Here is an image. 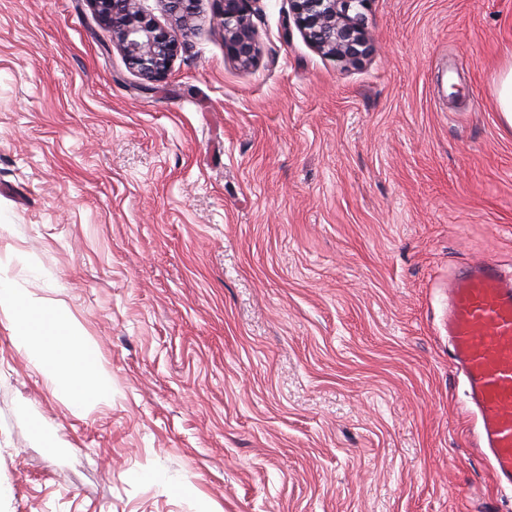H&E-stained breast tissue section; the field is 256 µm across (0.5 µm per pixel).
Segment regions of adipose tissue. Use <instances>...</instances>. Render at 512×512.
I'll return each instance as SVG.
<instances>
[{"instance_id":"ef3b65f1","label":"adipose tissue","mask_w":512,"mask_h":512,"mask_svg":"<svg viewBox=\"0 0 512 512\" xmlns=\"http://www.w3.org/2000/svg\"><path fill=\"white\" fill-rule=\"evenodd\" d=\"M0 312L9 316L16 349L33 360L53 395L67 401L73 414L112 402L110 379L98 367L99 352L81 334H59L69 324L66 308L36 298L0 277Z\"/></svg>"}]
</instances>
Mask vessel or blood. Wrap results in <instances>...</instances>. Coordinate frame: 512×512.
I'll return each mask as SVG.
<instances>
[{
    "label": "vessel or blood",
    "mask_w": 512,
    "mask_h": 512,
    "mask_svg": "<svg viewBox=\"0 0 512 512\" xmlns=\"http://www.w3.org/2000/svg\"><path fill=\"white\" fill-rule=\"evenodd\" d=\"M448 345L465 375L481 452L499 485L512 487V277L484 260L448 287Z\"/></svg>",
    "instance_id": "b4317fda"
}]
</instances>
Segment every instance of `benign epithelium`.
Instances as JSON below:
<instances>
[{
  "label": "benign epithelium",
  "mask_w": 512,
  "mask_h": 512,
  "mask_svg": "<svg viewBox=\"0 0 512 512\" xmlns=\"http://www.w3.org/2000/svg\"><path fill=\"white\" fill-rule=\"evenodd\" d=\"M102 21L112 27V40L128 65L150 84L164 82L182 49L184 31L195 18L199 0H161L176 25L167 26L145 13L141 0H92ZM224 47L238 64H252L259 52L251 23L256 0H218ZM366 0H290L294 25L318 52L346 64H357L371 51Z\"/></svg>",
  "instance_id": "7a95c632"
}]
</instances>
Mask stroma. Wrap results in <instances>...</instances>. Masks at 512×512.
I'll list each match as a JSON object with an SVG mask.
<instances>
[{
  "label": "stroma",
  "instance_id": "obj_1",
  "mask_svg": "<svg viewBox=\"0 0 512 512\" xmlns=\"http://www.w3.org/2000/svg\"><path fill=\"white\" fill-rule=\"evenodd\" d=\"M218 9L147 91L92 0H0V275L112 378L71 413L0 313V512H512L448 350L457 269L512 273V0H368L357 65ZM259 0H218L219 19L224 30V47L238 64H252L259 52L257 33L251 23L252 3ZM495 96L502 123L512 128V66L502 71Z\"/></svg>",
  "mask_w": 512,
  "mask_h": 512
}]
</instances>
